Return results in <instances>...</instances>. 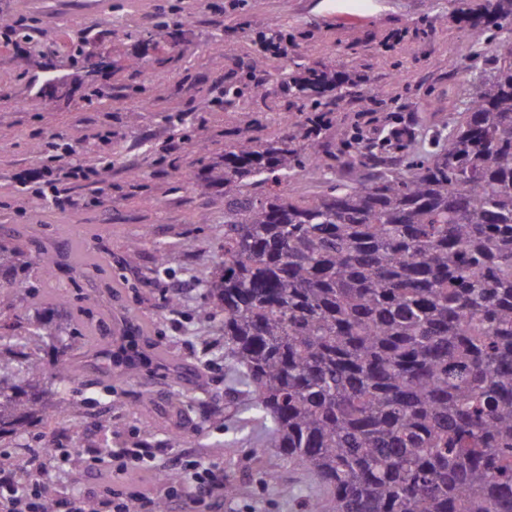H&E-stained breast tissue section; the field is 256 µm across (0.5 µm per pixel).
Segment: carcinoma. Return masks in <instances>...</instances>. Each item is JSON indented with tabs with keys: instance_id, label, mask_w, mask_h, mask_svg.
Here are the masks:
<instances>
[{
	"instance_id": "1",
	"label": "carcinoma",
	"mask_w": 512,
	"mask_h": 512,
	"mask_svg": "<svg viewBox=\"0 0 512 512\" xmlns=\"http://www.w3.org/2000/svg\"><path fill=\"white\" fill-rule=\"evenodd\" d=\"M493 23L489 78L472 88L437 150L404 168L357 136L347 178L307 201L279 186L318 178L319 128L288 117L291 137L256 144L243 131L224 150V250L200 283L201 320L220 319L224 360L241 370L265 449L305 468L327 492L305 512H512V0H459ZM12 35L39 43L28 21ZM345 81L307 70L289 88L299 112ZM272 184L260 196L244 181ZM58 265L46 249L9 282L34 290ZM72 327L45 364L0 355V435H27L41 386L64 416L87 346ZM120 425L79 438L110 448Z\"/></svg>"
}]
</instances>
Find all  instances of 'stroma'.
I'll return each instance as SVG.
<instances>
[{
    "mask_svg": "<svg viewBox=\"0 0 512 512\" xmlns=\"http://www.w3.org/2000/svg\"><path fill=\"white\" fill-rule=\"evenodd\" d=\"M41 2L30 10L0 0V17L36 20L41 32L36 47L0 36V239L31 253L49 242L91 263L80 273L63 264L37 291L15 289L16 308L0 313V331L12 345L41 321H84L111 348L113 317L123 313L144 322L135 342L146 360L132 377L115 362H90L69 393V419L47 417L25 437H0V451L42 457L69 441L68 425L85 431L109 418L121 424V440L164 444L173 455L188 450L223 467L239 487L223 512H302L323 489L275 451L254 462L264 430L252 421L248 398L231 387L219 326L196 319L199 282L224 244V189L214 168L242 129L259 144L292 134L282 117L294 113L296 100L276 76L300 62L375 90L369 104L353 97L334 110L316 136V152L332 167L356 130L374 140L393 127L415 135L412 152L431 150L429 116L455 122L451 107L491 58L495 27L472 26L458 0H111L98 16L84 0ZM270 25L282 29L286 45L265 52L258 72L251 68L255 39ZM147 32L153 41H144ZM64 34L107 57L97 76L103 101H89L78 70L56 52ZM475 42L482 56L463 58ZM228 86L243 90L229 105ZM176 114L187 125L173 123ZM51 140L71 147L70 162L94 169L67 210L52 204L48 155L34 149ZM138 238L139 259L124 264L127 244ZM160 247L170 269L162 280L154 274ZM174 289L175 316L161 307ZM60 290L71 299L68 308L50 302ZM206 346L208 365L196 359ZM178 399L184 406L177 417ZM173 431L183 434L182 445L170 444ZM265 468L277 471L276 483L263 482Z\"/></svg>",
    "mask_w": 512,
    "mask_h": 512,
    "instance_id": "stroma-1",
    "label": "stroma"
}]
</instances>
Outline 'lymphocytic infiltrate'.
I'll list each match as a JSON object with an SVG mask.
<instances>
[{"label":"lymphocytic infiltrate","mask_w":512,"mask_h":512,"mask_svg":"<svg viewBox=\"0 0 512 512\" xmlns=\"http://www.w3.org/2000/svg\"><path fill=\"white\" fill-rule=\"evenodd\" d=\"M83 454L82 467L73 473L74 487L56 498L60 512H155V501L125 491L132 470L160 477L164 468L156 462L161 449L144 443L113 445L110 453L97 448L75 451L51 449V463H30L32 476L22 480L16 472L0 467V512H44L43 491L56 487L55 472ZM179 478L164 483L162 498L170 512H211L224 502V470L205 459L185 453L170 465Z\"/></svg>","instance_id":"lymphocytic-infiltrate-1"}]
</instances>
